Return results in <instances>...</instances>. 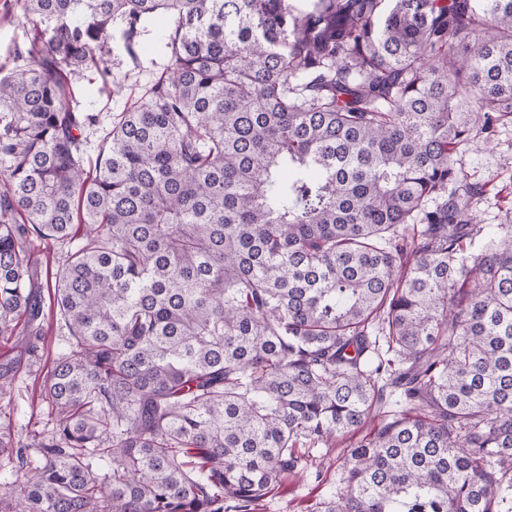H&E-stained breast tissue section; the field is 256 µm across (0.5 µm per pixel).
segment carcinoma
Instances as JSON below:
<instances>
[{"mask_svg":"<svg viewBox=\"0 0 512 512\" xmlns=\"http://www.w3.org/2000/svg\"><path fill=\"white\" fill-rule=\"evenodd\" d=\"M296 2L16 0L37 36L0 76V392L43 294L68 337L52 428L0 422L25 476L0 512H254L298 449L362 431L312 512L512 498V224H475L454 163L512 117V0ZM158 11L170 64L89 169L69 75H112L117 18L137 60ZM76 224L42 272L29 245Z\"/></svg>","mask_w":512,"mask_h":512,"instance_id":"cac0c4a2","label":"carcinoma"}]
</instances>
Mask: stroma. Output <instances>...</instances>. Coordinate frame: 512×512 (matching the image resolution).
I'll return each instance as SVG.
<instances>
[{
	"label": "stroma",
	"mask_w": 512,
	"mask_h": 512,
	"mask_svg": "<svg viewBox=\"0 0 512 512\" xmlns=\"http://www.w3.org/2000/svg\"><path fill=\"white\" fill-rule=\"evenodd\" d=\"M178 19L170 13L146 18L139 26L138 40L147 51L138 64L128 61L123 32L125 25L114 20L107 32L113 63V87L90 82L88 75H78L71 83L100 123L89 133L88 155L96 157L98 146L112 125L113 117L127 103L141 97L156 75L170 62V34ZM32 23L16 8L14 0H0V65L6 69L24 66L21 52L34 38ZM472 142L454 157L455 165L468 183L482 186L484 193L475 199L473 211L481 225L512 223V118L498 125L494 136L473 130ZM41 380L37 369L25 368L17 375L10 393L0 400V407L11 414L15 432L30 435L50 422L46 405L38 399ZM352 441L343 438L332 447L308 457L300 471L286 477L282 488L260 501L256 512H311L314 504L339 493L343 487L342 463L349 455Z\"/></svg>",
	"instance_id": "obj_1"
}]
</instances>
